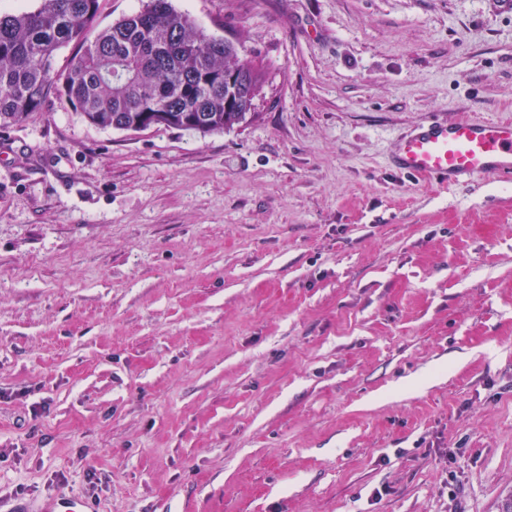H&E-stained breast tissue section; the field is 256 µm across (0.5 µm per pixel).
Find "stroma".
<instances>
[{"instance_id": "obj_1", "label": "stroma", "mask_w": 512, "mask_h": 512, "mask_svg": "<svg viewBox=\"0 0 512 512\" xmlns=\"http://www.w3.org/2000/svg\"><path fill=\"white\" fill-rule=\"evenodd\" d=\"M242 34L254 118L0 128V512H495L512 490V183L394 170L512 120L498 0H171ZM9 510V512H94L95 508L82 496L58 492L40 503L16 497Z\"/></svg>"}]
</instances>
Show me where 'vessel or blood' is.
I'll use <instances>...</instances> for the list:
<instances>
[{
  "mask_svg": "<svg viewBox=\"0 0 512 512\" xmlns=\"http://www.w3.org/2000/svg\"><path fill=\"white\" fill-rule=\"evenodd\" d=\"M392 165L445 187L480 178L511 181L512 121L431 119L401 138ZM10 512H94V506L82 496L59 492L39 503L14 498Z\"/></svg>",
  "mask_w": 512,
  "mask_h": 512,
  "instance_id": "b4317fda",
  "label": "vessel or blood"
}]
</instances>
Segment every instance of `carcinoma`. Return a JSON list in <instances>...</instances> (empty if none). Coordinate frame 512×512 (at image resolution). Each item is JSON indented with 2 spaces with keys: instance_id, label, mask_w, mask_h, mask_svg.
Returning <instances> with one entry per match:
<instances>
[{
  "instance_id": "cac0c4a2",
  "label": "carcinoma",
  "mask_w": 512,
  "mask_h": 512,
  "mask_svg": "<svg viewBox=\"0 0 512 512\" xmlns=\"http://www.w3.org/2000/svg\"><path fill=\"white\" fill-rule=\"evenodd\" d=\"M0 15V127L41 112L53 96L102 129L138 132L166 126L208 134L247 120L264 81L253 50L224 52L170 0L93 31L99 0H34ZM73 48L68 71L57 51ZM234 72L232 87L224 73Z\"/></svg>"
}]
</instances>
